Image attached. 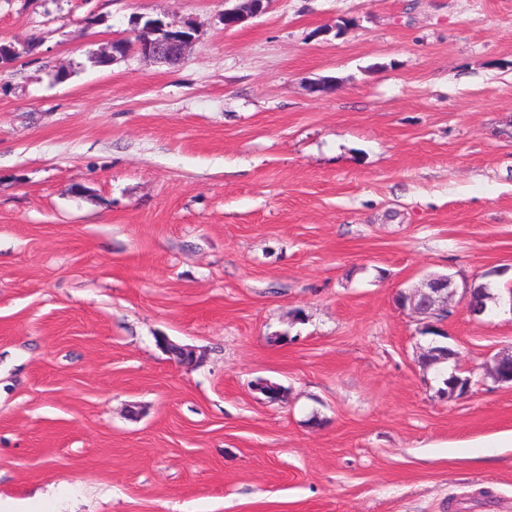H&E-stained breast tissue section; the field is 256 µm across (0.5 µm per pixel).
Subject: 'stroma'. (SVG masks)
Here are the masks:
<instances>
[{
	"label": "stroma",
	"instance_id": "1",
	"mask_svg": "<svg viewBox=\"0 0 512 512\" xmlns=\"http://www.w3.org/2000/svg\"><path fill=\"white\" fill-rule=\"evenodd\" d=\"M236 4L0 0V512H512V0ZM239 6L224 12V27L232 29L246 19L265 13L272 0H241ZM187 39H190L191 42L194 37L175 33L160 42L146 41L143 38L139 41V51L142 55L153 58L156 61L173 58L178 53L181 44ZM447 287V288H444ZM451 282L447 275H427L420 287L414 288L411 292L401 293L402 307L416 317H434L435 315L448 312V289Z\"/></svg>",
	"mask_w": 512,
	"mask_h": 512
}]
</instances>
